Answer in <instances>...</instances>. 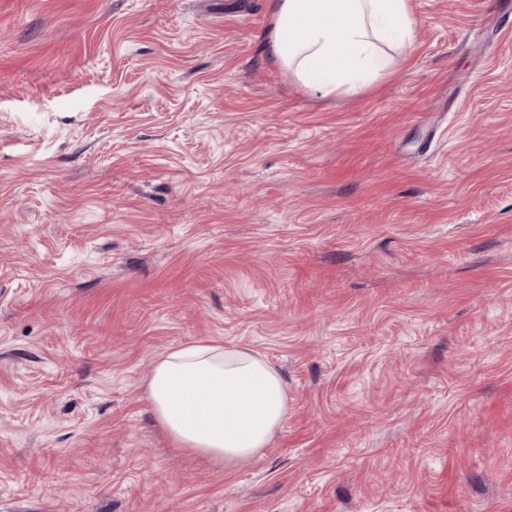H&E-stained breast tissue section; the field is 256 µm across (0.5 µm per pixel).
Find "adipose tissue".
Segmentation results:
<instances>
[{
    "mask_svg": "<svg viewBox=\"0 0 512 512\" xmlns=\"http://www.w3.org/2000/svg\"><path fill=\"white\" fill-rule=\"evenodd\" d=\"M414 25L410 0H273L265 48L303 88L355 96L405 54ZM145 397L175 448L220 467L267 448L288 411L286 384L264 356L204 340L162 353Z\"/></svg>",
    "mask_w": 512,
    "mask_h": 512,
    "instance_id": "ef3b65f1",
    "label": "adipose tissue"
}]
</instances>
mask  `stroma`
Here are the masks:
<instances>
[{
	"label": "stroma",
	"mask_w": 512,
	"mask_h": 512,
	"mask_svg": "<svg viewBox=\"0 0 512 512\" xmlns=\"http://www.w3.org/2000/svg\"><path fill=\"white\" fill-rule=\"evenodd\" d=\"M411 9L322 98L271 0H0V512H512V15ZM196 339L286 383L241 467L144 398Z\"/></svg>",
	"instance_id": "1"
}]
</instances>
